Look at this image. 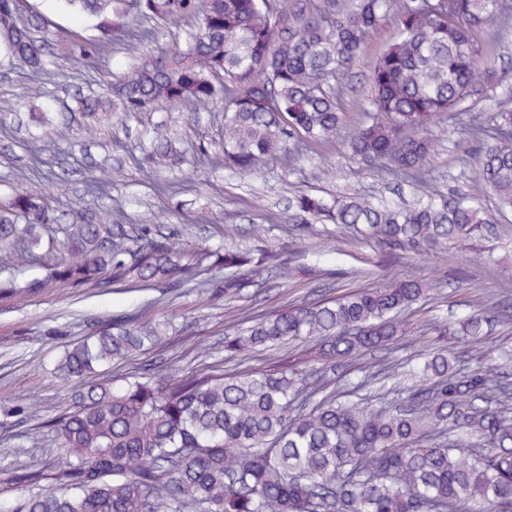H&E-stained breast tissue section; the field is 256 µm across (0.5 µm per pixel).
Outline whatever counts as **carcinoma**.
Listing matches in <instances>:
<instances>
[{"label": "carcinoma", "mask_w": 512, "mask_h": 512, "mask_svg": "<svg viewBox=\"0 0 512 512\" xmlns=\"http://www.w3.org/2000/svg\"><path fill=\"white\" fill-rule=\"evenodd\" d=\"M21 0H0V44L39 80L48 42ZM99 19L102 37L82 47L95 58L129 20L193 23L185 47L166 48L110 83L113 99L79 98L82 112H147L162 103L199 109L224 100L213 161L243 174L270 159L303 158L336 141L339 97L368 38L391 17L394 32L375 60L370 105L347 142L363 169L412 183L400 205L348 194L294 201L301 223L344 224L415 252H462L489 220L473 194L445 197L433 182V119L454 116L498 84L495 63L476 65L512 24V0H65ZM454 133L483 144L479 184L512 209V105L488 123ZM179 151L156 139L152 158ZM56 221L48 198L22 189L0 206V249L21 261ZM69 257L46 265L40 284L72 287L193 280L204 265L259 268L273 256L189 250L146 225L127 231L102 213L62 227ZM413 279L274 310L224 338V351L316 340L322 367L233 374H133L102 385L99 369L159 344L164 321L128 316L66 347L55 375L78 382L76 408L52 426L62 452L58 480L20 499L14 512H512V385L491 366L460 373L445 345L410 370L396 397H313L327 371L407 333L399 320L423 297ZM473 313L437 332L478 339Z\"/></svg>", "instance_id": "obj_1"}]
</instances>
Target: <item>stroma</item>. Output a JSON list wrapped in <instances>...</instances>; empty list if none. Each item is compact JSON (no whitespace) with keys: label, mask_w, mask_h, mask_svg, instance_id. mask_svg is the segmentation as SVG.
<instances>
[{"label":"stroma","mask_w":512,"mask_h":512,"mask_svg":"<svg viewBox=\"0 0 512 512\" xmlns=\"http://www.w3.org/2000/svg\"><path fill=\"white\" fill-rule=\"evenodd\" d=\"M21 5L24 14L46 19L54 57L43 93L36 97L29 92L30 72L0 49V202L9 201L19 185L50 197L65 224L108 210L114 223L148 224L156 234H177L180 243L191 248L265 252L276 255L277 261L245 273L241 288L229 294L224 291L225 271L219 267L202 269L196 281L177 286L109 283L74 288L57 282L35 290L30 283L45 275V251H36L19 265L0 255V512H11L20 500L13 480L16 471L50 475L59 469L47 425L73 410L76 386L53 375L56 358L67 346L128 315L171 322L172 330L161 345L107 368L101 380L117 384L135 370L209 369L229 374L287 365L309 371L318 365L316 342L259 347L228 357L224 337L235 322L277 308L416 279L429 290L402 316L414 326V334L337 368L336 391L371 368L431 345V324L477 310L489 318L482 340L450 343L459 369L466 373L477 363H489L512 377V361L504 358L512 353V265L495 263L497 257H512V211L500 209L494 196L480 193L477 147L451 136L447 116L438 117L429 129L436 169L431 187L440 194L479 193L494 228L468 252L401 250L333 224L295 223L288 207L290 199L301 194L328 199L352 191L390 195V181L378 172L355 173L346 142L370 106L368 78L387 45L391 22L369 38L344 89L345 121L335 144L311 153L303 164L279 157L262 173L243 176L212 166L197 154L220 138L222 102L199 110L164 105L134 116L116 111L103 122L78 109L79 92H104L113 76L134 70L142 54L184 43L189 24L150 19L131 24L114 35L99 57L87 61L81 59L80 47L99 36L94 17L67 8L63 0H22ZM493 58L502 80L471 106L470 117L488 119L512 94V27L501 33ZM62 129L69 130L68 138L59 137ZM158 132L175 139L187 163L150 171L145 157ZM33 147L52 170V179L32 170ZM93 178L107 183L106 195L88 193L87 182ZM79 196L83 209L76 213L70 203Z\"/></svg>","instance_id":"obj_1"}]
</instances>
